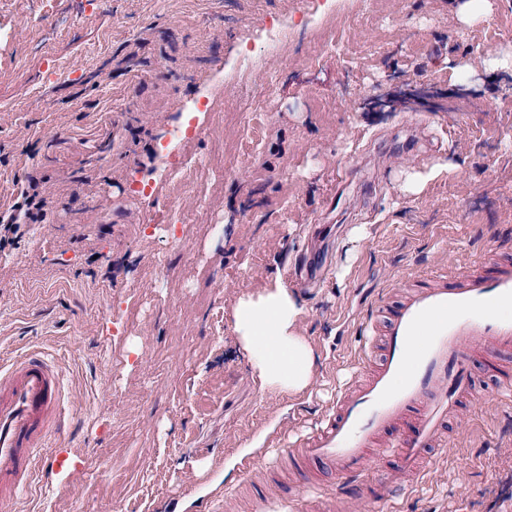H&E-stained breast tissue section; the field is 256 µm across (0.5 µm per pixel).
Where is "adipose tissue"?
Listing matches in <instances>:
<instances>
[{
    "label": "adipose tissue",
    "instance_id": "adipose-tissue-1",
    "mask_svg": "<svg viewBox=\"0 0 512 512\" xmlns=\"http://www.w3.org/2000/svg\"><path fill=\"white\" fill-rule=\"evenodd\" d=\"M302 313L294 293L279 282L234 307L233 330L246 361L270 392L294 396L312 384L317 353L299 328Z\"/></svg>",
    "mask_w": 512,
    "mask_h": 512
}]
</instances>
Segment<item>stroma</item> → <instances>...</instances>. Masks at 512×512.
I'll return each instance as SVG.
<instances>
[{
	"label": "stroma",
	"instance_id": "stroma-1",
	"mask_svg": "<svg viewBox=\"0 0 512 512\" xmlns=\"http://www.w3.org/2000/svg\"><path fill=\"white\" fill-rule=\"evenodd\" d=\"M455 2L325 0L315 17L305 0H0V212L32 178L44 200L0 251V361L45 349L74 407L63 464L38 470L18 512H165L247 458L227 512L287 485L335 489L319 465L290 480L259 455L266 435L311 427L359 377L382 285L402 293L512 241V72L488 65L512 56V0L470 23ZM276 20L292 35L271 53ZM177 127L195 135L170 177L160 152ZM310 250L328 269L298 294L315 382L261 391L233 307ZM472 371L441 463L394 474L399 512H512V400L496 377L512 353Z\"/></svg>",
	"mask_w": 512,
	"mask_h": 512
}]
</instances>
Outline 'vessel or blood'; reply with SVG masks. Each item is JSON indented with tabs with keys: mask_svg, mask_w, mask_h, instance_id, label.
<instances>
[{
	"mask_svg": "<svg viewBox=\"0 0 512 512\" xmlns=\"http://www.w3.org/2000/svg\"><path fill=\"white\" fill-rule=\"evenodd\" d=\"M359 368L370 374L341 390L335 411L292 447L270 439L268 452L295 468L334 470L338 492L363 495L376 512H394L389 468L421 475L438 447L449 414L472 390L470 365L512 351V256L419 276L399 300L381 289L367 308ZM65 379L50 354L33 351L0 363V512H13L35 477L43 449L65 438ZM336 495L259 497V512H324Z\"/></svg>",
	"mask_w": 512,
	"mask_h": 512,
	"instance_id": "obj_1",
	"label": "vessel or blood"
}]
</instances>
